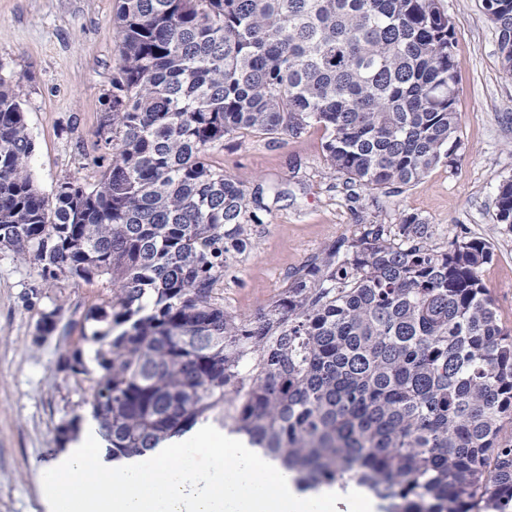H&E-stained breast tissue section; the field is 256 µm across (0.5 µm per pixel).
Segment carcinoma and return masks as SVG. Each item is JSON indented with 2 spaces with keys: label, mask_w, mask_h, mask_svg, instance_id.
I'll list each match as a JSON object with an SVG mask.
<instances>
[{
  "label": "carcinoma",
  "mask_w": 512,
  "mask_h": 512,
  "mask_svg": "<svg viewBox=\"0 0 512 512\" xmlns=\"http://www.w3.org/2000/svg\"><path fill=\"white\" fill-rule=\"evenodd\" d=\"M488 3L512 76V0ZM115 27L96 131L112 160L91 182L40 191L0 76V252L111 285L63 326L57 362L88 383L108 453L144 456L211 420L300 490L370 487L378 512H512V330L480 276L487 241L440 249L407 215L360 225L253 315L219 288L284 198L213 163L224 137L321 128L353 203L455 164L460 64L438 0H121ZM495 207L512 230V178Z\"/></svg>",
  "instance_id": "cac0c4a2"
}]
</instances>
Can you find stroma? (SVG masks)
<instances>
[{"instance_id": "1", "label": "stroma", "mask_w": 512, "mask_h": 512, "mask_svg": "<svg viewBox=\"0 0 512 512\" xmlns=\"http://www.w3.org/2000/svg\"><path fill=\"white\" fill-rule=\"evenodd\" d=\"M119 0H0V75L10 78L35 149L30 163L43 191L61 180H90L95 131L118 65L113 17ZM455 30L460 63L455 110L459 162L424 178L376 191V205L353 209L341 176L332 175L324 132L272 140L225 137L211 155L247 190L278 187L285 197L253 234L254 245L224 272V306L251 314L280 296L289 274L328 246L348 240L360 222L399 223L415 215L430 224L432 243L457 235L486 239L493 258L481 270L500 325L512 329V230L495 220L499 183L512 178V76L501 68L497 36L479 0H441ZM90 287L43 280L33 262L0 253V512H44L39 467L64 451L61 424L91 420L86 385L61 372L59 334L34 336L42 313L80 318Z\"/></svg>"}]
</instances>
